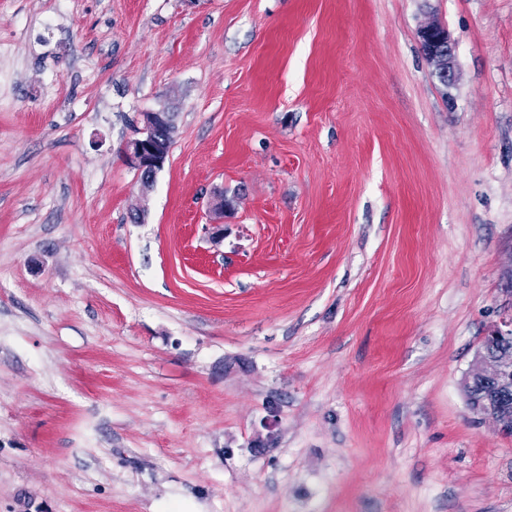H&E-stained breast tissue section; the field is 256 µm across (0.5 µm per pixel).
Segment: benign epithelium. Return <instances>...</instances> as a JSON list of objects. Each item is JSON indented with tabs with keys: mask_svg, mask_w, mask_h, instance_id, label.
I'll list each match as a JSON object with an SVG mask.
<instances>
[{
	"mask_svg": "<svg viewBox=\"0 0 512 512\" xmlns=\"http://www.w3.org/2000/svg\"><path fill=\"white\" fill-rule=\"evenodd\" d=\"M174 113L158 110L142 115V128L125 140L121 153L127 164L140 174L141 190L149 189L169 156V149L160 137V131L173 125ZM477 368L465 377L469 388L479 379L490 380L502 387L512 385V355L489 357L484 351L477 353Z\"/></svg>",
	"mask_w": 512,
	"mask_h": 512,
	"instance_id": "benign-epithelium-1",
	"label": "benign epithelium"
}]
</instances>
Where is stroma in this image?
I'll list each match as a JSON object with an SVG mask.
<instances>
[{"label":"stroma","instance_id":"obj_1","mask_svg":"<svg viewBox=\"0 0 512 512\" xmlns=\"http://www.w3.org/2000/svg\"><path fill=\"white\" fill-rule=\"evenodd\" d=\"M0 43V512H512L463 389L512 318V0H0ZM174 112L163 110L145 112L142 115V128L124 141L121 153L127 164L140 174L141 190L149 189L159 171L164 168L170 148L164 141L172 143ZM171 126L168 130H162ZM161 137H160V131Z\"/></svg>","mask_w":512,"mask_h":512}]
</instances>
